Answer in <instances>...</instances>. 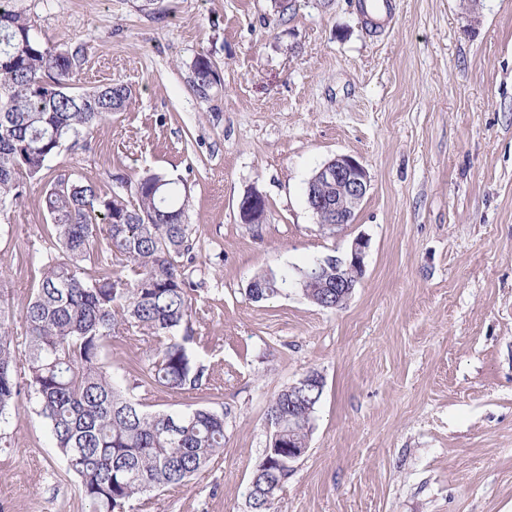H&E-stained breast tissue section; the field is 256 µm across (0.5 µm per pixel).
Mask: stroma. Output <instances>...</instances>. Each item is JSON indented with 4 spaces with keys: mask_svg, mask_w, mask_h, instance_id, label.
I'll use <instances>...</instances> for the list:
<instances>
[{
    "mask_svg": "<svg viewBox=\"0 0 512 512\" xmlns=\"http://www.w3.org/2000/svg\"><path fill=\"white\" fill-rule=\"evenodd\" d=\"M366 25L359 0H13L42 43L77 52V85L133 98L57 165L104 183L164 173L189 195L185 273L207 367L185 392L135 389L152 410L224 415V454L131 512H250L271 443L267 407L308 371L325 388L309 449L275 512H512V0H390ZM220 80L207 97L191 65ZM370 188L352 223L323 230L309 178L338 155ZM263 224L242 223L247 191ZM42 189L0 224V304L19 313L25 256L43 244ZM365 273L324 309L300 290L255 302L259 272L346 256ZM138 333L112 341V371L146 361ZM27 396L0 421V512H85ZM220 76L217 69L206 56H198L192 65V87L201 97H206L211 88L217 84Z\"/></svg>",
    "mask_w": 512,
    "mask_h": 512,
    "instance_id": "stroma-1",
    "label": "stroma"
}]
</instances>
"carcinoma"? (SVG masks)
Returning a JSON list of instances; mask_svg holds the SVG:
<instances>
[{
    "label": "carcinoma",
    "instance_id": "1",
    "mask_svg": "<svg viewBox=\"0 0 512 512\" xmlns=\"http://www.w3.org/2000/svg\"><path fill=\"white\" fill-rule=\"evenodd\" d=\"M77 55L44 45L32 21L0 0V219L32 185L43 186L45 236L30 261L35 286L22 307L24 351L3 330L0 309V419L21 385L34 396L58 454L76 478L87 512H126L134 498L187 483L224 452V415L204 407L151 411L104 362L124 331L151 341L146 364L132 363V387L167 392L202 386L205 368L186 342L198 315L183 259L193 249L184 223L188 195L159 173L124 183L127 193L52 165L112 113L130 88L109 83L74 91ZM220 81L209 58L192 65V87L207 96ZM120 269H114V263ZM288 272L253 277L254 301L279 295ZM321 399L314 391L288 405L270 402L271 445L248 488L253 512H274L290 469L288 417L307 443Z\"/></svg>",
    "mask_w": 512,
    "mask_h": 512
}]
</instances>
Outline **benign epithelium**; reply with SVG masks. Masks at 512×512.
<instances>
[{
	"instance_id": "7a95c632",
	"label": "benign epithelium",
	"mask_w": 512,
	"mask_h": 512,
	"mask_svg": "<svg viewBox=\"0 0 512 512\" xmlns=\"http://www.w3.org/2000/svg\"><path fill=\"white\" fill-rule=\"evenodd\" d=\"M329 184L336 188V199L320 195L318 188ZM370 188L367 170L357 160L347 155H340L326 163L307 189V200L314 212L326 213L335 217L336 226L347 223L355 209L365 198ZM265 198L255 192L244 194L239 201V217L244 224L254 223L255 210L262 207ZM368 242L363 238L354 240L347 258H333L336 265V279L326 280L319 271L304 277L310 286L316 289L313 300L317 302L336 298V306L345 303L363 275L364 257ZM323 391L324 381L317 373H309L288 389V399L295 400L312 388Z\"/></svg>"
}]
</instances>
